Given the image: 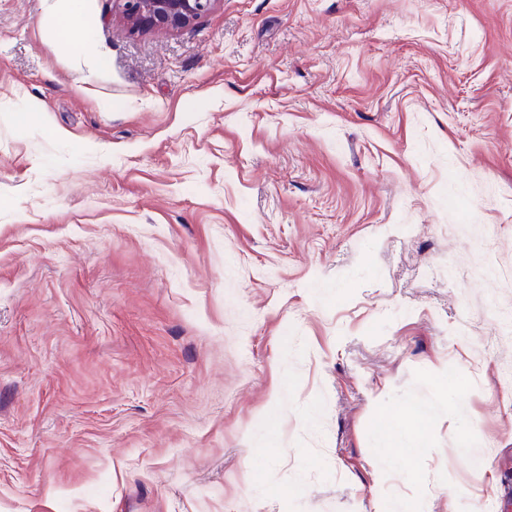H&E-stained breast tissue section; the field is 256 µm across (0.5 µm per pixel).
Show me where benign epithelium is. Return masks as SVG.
Returning a JSON list of instances; mask_svg holds the SVG:
<instances>
[{
    "label": "benign epithelium",
    "instance_id": "obj_1",
    "mask_svg": "<svg viewBox=\"0 0 512 512\" xmlns=\"http://www.w3.org/2000/svg\"><path fill=\"white\" fill-rule=\"evenodd\" d=\"M134 30H177L206 14L215 0H115Z\"/></svg>",
    "mask_w": 512,
    "mask_h": 512
}]
</instances>
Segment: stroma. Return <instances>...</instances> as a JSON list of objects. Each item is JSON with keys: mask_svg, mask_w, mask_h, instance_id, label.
I'll use <instances>...</instances> for the list:
<instances>
[{"mask_svg": "<svg viewBox=\"0 0 512 512\" xmlns=\"http://www.w3.org/2000/svg\"><path fill=\"white\" fill-rule=\"evenodd\" d=\"M58 6L0 0V512H503L512 0ZM59 1H64V8L48 19L47 28L50 34L62 46L76 48L85 58L97 60L100 50L92 31L83 24L82 0ZM133 30H177L206 14L215 0H114Z\"/></svg>", "mask_w": 512, "mask_h": 512, "instance_id": "obj_1", "label": "stroma"}]
</instances>
